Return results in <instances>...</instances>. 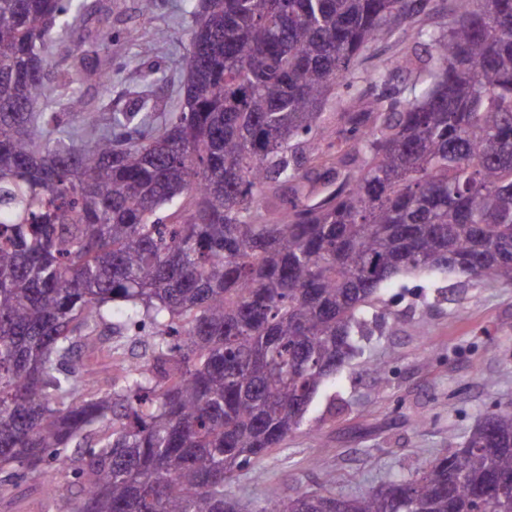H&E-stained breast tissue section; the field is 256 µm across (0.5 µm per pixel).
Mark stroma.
Wrapping results in <instances>:
<instances>
[{
	"instance_id": "obj_1",
	"label": "stroma",
	"mask_w": 512,
	"mask_h": 512,
	"mask_svg": "<svg viewBox=\"0 0 512 512\" xmlns=\"http://www.w3.org/2000/svg\"><path fill=\"white\" fill-rule=\"evenodd\" d=\"M97 53L112 76L107 93L87 88L95 113L128 110L145 92L163 112L176 111L194 17L185 0H86ZM404 32L375 41L358 59L354 90L407 49ZM143 79L131 81L130 71ZM361 357L332 375L306 420L285 443L251 462L225 485L226 497L262 504L329 489L353 497L415 473L436 455L461 446L495 403L512 401V286L477 284L455 272L395 278L370 307ZM385 364V377L373 364ZM54 467L18 480L0 512H44L42 485L61 482Z\"/></svg>"
}]
</instances>
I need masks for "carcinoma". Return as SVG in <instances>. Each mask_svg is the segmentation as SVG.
Segmentation results:
<instances>
[{
  "label": "carcinoma",
  "mask_w": 512,
  "mask_h": 512,
  "mask_svg": "<svg viewBox=\"0 0 512 512\" xmlns=\"http://www.w3.org/2000/svg\"><path fill=\"white\" fill-rule=\"evenodd\" d=\"M420 5L199 0L179 111L159 124L141 94L100 123L62 71L63 126L39 111L45 45L84 3L0 0V495L50 459L56 512H512L488 492L512 479V403L381 490L224 495L301 426L384 284L512 285V0H448L373 74L350 150L322 147L326 102ZM335 161L349 180L318 203L263 196ZM136 326L106 384L77 365Z\"/></svg>",
  "instance_id": "carcinoma-1"
}]
</instances>
